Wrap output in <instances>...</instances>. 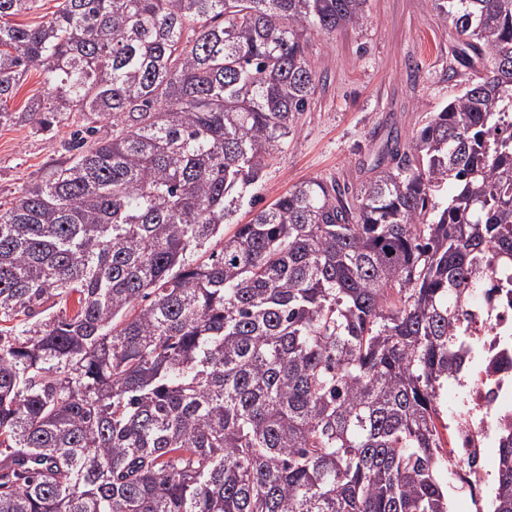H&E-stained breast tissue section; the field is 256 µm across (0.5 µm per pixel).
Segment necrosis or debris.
I'll return each mask as SVG.
<instances>
[{"label":"necrosis or debris","instance_id":"1","mask_svg":"<svg viewBox=\"0 0 512 512\" xmlns=\"http://www.w3.org/2000/svg\"><path fill=\"white\" fill-rule=\"evenodd\" d=\"M495 284L492 297L471 310L468 332L479 338L482 359L461 381L469 414L450 424L448 436L455 477L476 490L489 481L487 458L500 420L512 415V282Z\"/></svg>","mask_w":512,"mask_h":512}]
</instances>
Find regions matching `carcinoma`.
<instances>
[{"label": "carcinoma", "mask_w": 512, "mask_h": 512, "mask_svg": "<svg viewBox=\"0 0 512 512\" xmlns=\"http://www.w3.org/2000/svg\"><path fill=\"white\" fill-rule=\"evenodd\" d=\"M36 2L0 0V126L72 131L0 208V512H448L442 390L512 267V0H435L459 93L358 188L305 180L229 238L313 98L308 34L367 0L12 21ZM498 451L512 512L511 420ZM44 91L42 77L36 72H30L21 82L18 92L10 102L13 111H21L29 99L41 95Z\"/></svg>", "instance_id": "obj_1"}]
</instances>
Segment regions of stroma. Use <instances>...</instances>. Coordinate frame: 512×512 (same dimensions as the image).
I'll use <instances>...</instances> for the list:
<instances>
[{
	"instance_id": "stroma-1",
	"label": "stroma",
	"mask_w": 512,
	"mask_h": 512,
	"mask_svg": "<svg viewBox=\"0 0 512 512\" xmlns=\"http://www.w3.org/2000/svg\"><path fill=\"white\" fill-rule=\"evenodd\" d=\"M366 15L358 27L309 35L319 82L264 172V203L312 177L358 187L390 136L407 141L422 118L462 88L465 70L434 0H368ZM70 132L62 125L48 133L0 126V206L10 207L23 185L60 160Z\"/></svg>"
}]
</instances>
